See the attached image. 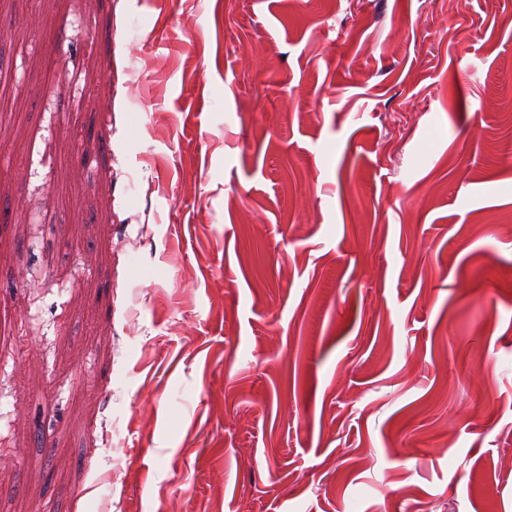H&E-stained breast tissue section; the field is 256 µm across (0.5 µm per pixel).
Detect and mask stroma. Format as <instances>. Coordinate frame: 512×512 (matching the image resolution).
<instances>
[{
    "label": "stroma",
    "instance_id": "stroma-1",
    "mask_svg": "<svg viewBox=\"0 0 512 512\" xmlns=\"http://www.w3.org/2000/svg\"><path fill=\"white\" fill-rule=\"evenodd\" d=\"M0 512H512V0H0Z\"/></svg>",
    "mask_w": 512,
    "mask_h": 512
}]
</instances>
